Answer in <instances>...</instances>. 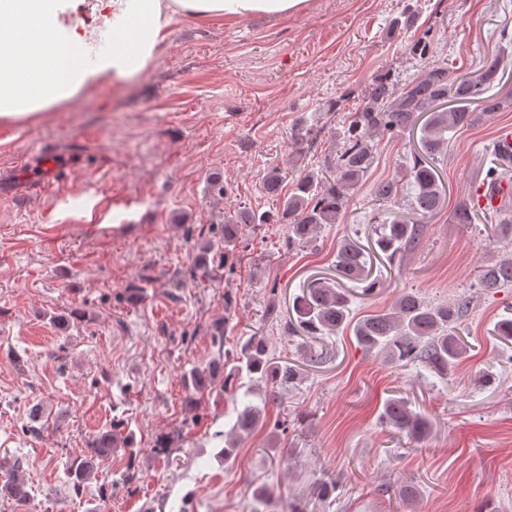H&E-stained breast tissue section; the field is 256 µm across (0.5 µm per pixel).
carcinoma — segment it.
<instances>
[{"instance_id": "obj_1", "label": "carcinoma", "mask_w": 512, "mask_h": 512, "mask_svg": "<svg viewBox=\"0 0 512 512\" xmlns=\"http://www.w3.org/2000/svg\"><path fill=\"white\" fill-rule=\"evenodd\" d=\"M420 13L407 4L398 17L391 20L388 35L399 36L419 28ZM433 49L429 32L410 46V52L424 60L420 73L401 82L392 71L376 74L365 89L359 106L350 113L349 123L336 132V156L333 172L325 174L304 169L293 181L291 192L281 195L283 172L274 166L262 180V190L275 201V208L262 213L245 205L224 216L219 239L224 253L232 251L244 224H285L288 245L304 246L316 240L325 224H336L346 211L351 192L366 177L375 161L374 139L387 136L399 138L420 129V148L411 152L403 177H394L374 184L373 201L377 202L371 217L374 227L375 253L393 260L401 257L421 239L424 219L436 214L441 206L443 190L438 183L435 159L448 147L445 133L454 128L475 126L491 119L498 112L512 108V95L494 91L503 80L505 52L487 59L477 74L454 77L448 63L428 61ZM413 190L410 208L413 219H388L381 207L398 203L404 183ZM478 208L467 201L459 203L452 215L455 224H471ZM483 217L498 225L500 235L512 240V211L483 212ZM216 241L208 239L199 249L192 279L210 277L209 254ZM336 272L348 281L365 284L363 294L371 295L378 281L370 279L367 255L356 242L343 240L336 250ZM512 286V250L481 266L477 287L489 292ZM349 294L338 282L317 278L294 297L292 310L296 318L288 329L311 339H323L339 331L353 333L357 344L367 353L383 354L396 363L420 362L441 376L448 375L466 353V345L458 335L462 320L470 315L472 297L459 295L446 304L433 305L422 297L405 291L387 309H382L356 322L349 318ZM307 365L317 367L327 354L314 343L303 347ZM233 372L224 379V395L236 399L238 388L230 379L247 376L252 385L262 383L272 388L269 396L276 400L282 391L295 384L300 372L282 365L270 353L264 336H251L232 356ZM223 372L221 360L214 359L203 369L193 368L184 376L185 387L194 392L207 388ZM262 409L247 405L237 413L230 433L224 435V460H229L241 440L258 426ZM381 418L386 425L420 442L428 437L431 424L426 413L412 409L403 396H391L383 404ZM112 455V434L97 436L87 454L71 464L72 491L82 493L84 480L97 466V461ZM0 492L17 502L29 499L24 482L13 475L0 484Z\"/></svg>"}]
</instances>
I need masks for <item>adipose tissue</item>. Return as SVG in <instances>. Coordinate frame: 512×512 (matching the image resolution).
Returning a JSON list of instances; mask_svg holds the SVG:
<instances>
[{
	"label": "adipose tissue",
	"mask_w": 512,
	"mask_h": 512,
	"mask_svg": "<svg viewBox=\"0 0 512 512\" xmlns=\"http://www.w3.org/2000/svg\"><path fill=\"white\" fill-rule=\"evenodd\" d=\"M0 0V124L25 126L103 78L124 81L153 61L177 18L286 17L308 0Z\"/></svg>",
	"instance_id": "obj_1"
}]
</instances>
